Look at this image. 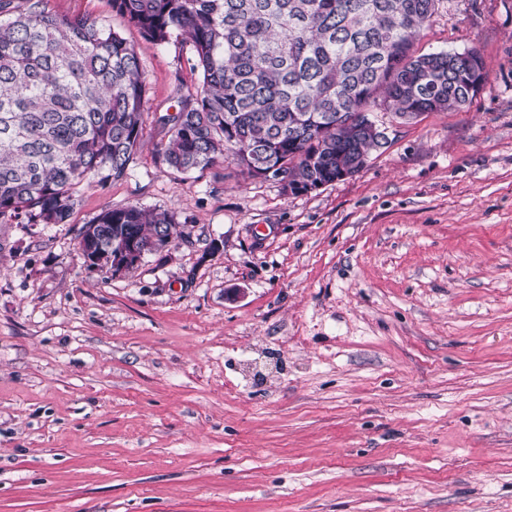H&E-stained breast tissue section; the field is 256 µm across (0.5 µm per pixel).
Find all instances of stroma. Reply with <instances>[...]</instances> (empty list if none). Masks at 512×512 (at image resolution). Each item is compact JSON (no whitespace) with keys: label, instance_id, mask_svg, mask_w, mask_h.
I'll use <instances>...</instances> for the list:
<instances>
[{"label":"stroma","instance_id":"1","mask_svg":"<svg viewBox=\"0 0 512 512\" xmlns=\"http://www.w3.org/2000/svg\"><path fill=\"white\" fill-rule=\"evenodd\" d=\"M47 7L136 45L144 144L69 223L0 218V512H512V0H441L413 50L477 48L481 90L298 194L169 169L189 46ZM127 205L190 241L89 267Z\"/></svg>","mask_w":512,"mask_h":512}]
</instances>
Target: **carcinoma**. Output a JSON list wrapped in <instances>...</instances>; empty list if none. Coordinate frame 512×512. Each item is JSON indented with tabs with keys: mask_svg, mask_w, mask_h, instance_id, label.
Returning <instances> with one entry per match:
<instances>
[{
	"mask_svg": "<svg viewBox=\"0 0 512 512\" xmlns=\"http://www.w3.org/2000/svg\"><path fill=\"white\" fill-rule=\"evenodd\" d=\"M441 0H108L145 41L191 46L199 83L176 79L160 152L178 173L230 157L250 177L336 181L378 143L381 109L420 117L465 105L485 83L480 52L414 55ZM140 57L105 19L0 0V218L68 223L79 187L127 174L143 137ZM100 244L183 237L167 212L107 208Z\"/></svg>",
	"mask_w": 512,
	"mask_h": 512,
	"instance_id": "carcinoma-1",
	"label": "carcinoma"
}]
</instances>
